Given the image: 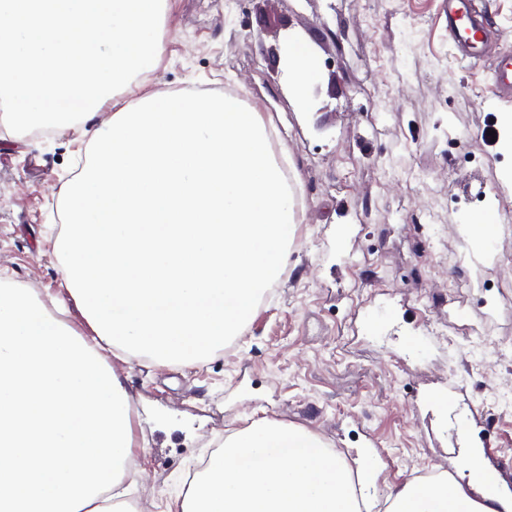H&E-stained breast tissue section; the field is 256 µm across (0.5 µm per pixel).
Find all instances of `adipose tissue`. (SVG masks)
Instances as JSON below:
<instances>
[{"instance_id": "1", "label": "adipose tissue", "mask_w": 512, "mask_h": 512, "mask_svg": "<svg viewBox=\"0 0 512 512\" xmlns=\"http://www.w3.org/2000/svg\"><path fill=\"white\" fill-rule=\"evenodd\" d=\"M466 482L449 475L412 481L388 512H512V500L482 490L483 453L463 459ZM371 483L368 468L351 471L314 432L257 421L230 433L224 449L184 492L176 512H360L358 493ZM480 488L472 497L470 488Z\"/></svg>"}]
</instances>
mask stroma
Returning a JSON list of instances; mask_svg holds the SVG:
<instances>
[{
	"label": "stroma",
	"mask_w": 512,
	"mask_h": 512,
	"mask_svg": "<svg viewBox=\"0 0 512 512\" xmlns=\"http://www.w3.org/2000/svg\"><path fill=\"white\" fill-rule=\"evenodd\" d=\"M302 40L321 71L299 107L268 58ZM164 52L119 95L231 88L279 125L299 194L283 276L241 334L191 366L110 358L133 398L124 500L167 512L225 435L264 419L305 427L348 462L374 464L380 505L421 474H457L467 441L512 466V153L481 131L512 101L488 62L457 58L446 0H168ZM87 161L80 130L33 137L0 127V278L58 301L61 190ZM497 207L488 245L459 227ZM431 213L435 224H416ZM456 386L469 439L434 400Z\"/></svg>",
	"instance_id": "35a3bbf8"
}]
</instances>
